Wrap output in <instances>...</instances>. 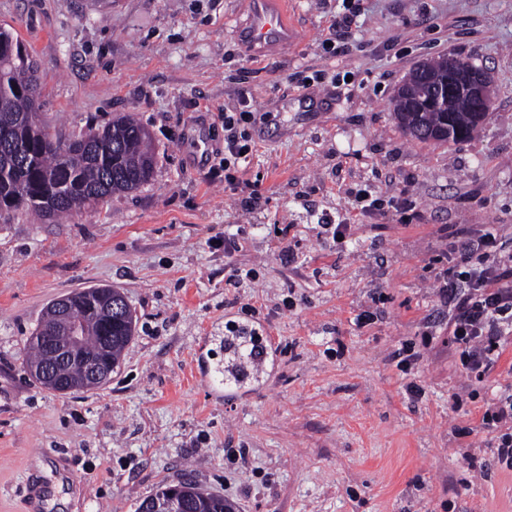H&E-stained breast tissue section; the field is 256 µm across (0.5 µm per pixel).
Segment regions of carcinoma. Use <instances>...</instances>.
<instances>
[{"mask_svg":"<svg viewBox=\"0 0 512 512\" xmlns=\"http://www.w3.org/2000/svg\"><path fill=\"white\" fill-rule=\"evenodd\" d=\"M40 77L26 46L14 34L0 28V212H27L50 221L79 212L107 197L131 191L146 182L156 163L149 132L128 116H121L101 130L62 141L52 135L36 104ZM403 131L412 124L423 129L448 127L452 141L469 138L476 130L474 113L463 98L448 108L430 105L424 112H397ZM100 307L112 302V330L101 312L89 311L81 292L65 317L46 311L37 331L57 342L73 332L81 336L80 351L89 360H107L112 370L134 336L133 315L119 305L116 289L91 288ZM177 501L169 497L171 486L144 499L136 512H236L234 503L190 481L177 483Z\"/></svg>","mask_w":512,"mask_h":512,"instance_id":"obj_1","label":"carcinoma"}]
</instances>
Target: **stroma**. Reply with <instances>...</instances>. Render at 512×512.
I'll list each match as a JSON object with an SVG mask.
<instances>
[{"label":"stroma","mask_w":512,"mask_h":512,"mask_svg":"<svg viewBox=\"0 0 512 512\" xmlns=\"http://www.w3.org/2000/svg\"><path fill=\"white\" fill-rule=\"evenodd\" d=\"M293 3L296 41L254 55L231 34L240 0H0L51 132L130 113L156 152L147 182L95 208L0 216V512H29L32 482L41 512H135L180 480L239 512H512L481 421L512 394V347L469 381L440 294L465 239L512 240V0ZM446 54L487 71L491 114L467 140L421 143L392 98ZM243 108L254 151L235 183L208 178ZM95 287L135 312L122 364L97 389L48 390L30 339L56 299ZM231 322L268 359L228 396L194 373L238 362Z\"/></svg>","instance_id":"35a3bbf8"}]
</instances>
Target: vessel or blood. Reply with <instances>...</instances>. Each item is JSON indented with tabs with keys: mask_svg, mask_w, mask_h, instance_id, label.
Segmentation results:
<instances>
[{
	"mask_svg": "<svg viewBox=\"0 0 512 512\" xmlns=\"http://www.w3.org/2000/svg\"><path fill=\"white\" fill-rule=\"evenodd\" d=\"M246 17L234 28L238 40L255 53L285 49L296 39L288 23V0H244Z\"/></svg>",
	"mask_w": 512,
	"mask_h": 512,
	"instance_id": "obj_1",
	"label": "vessel or blood"
}]
</instances>
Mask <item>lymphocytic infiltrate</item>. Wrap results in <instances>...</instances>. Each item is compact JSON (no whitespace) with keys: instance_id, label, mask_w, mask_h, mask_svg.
<instances>
[{"instance_id":"1","label":"lymphocytic infiltrate","mask_w":512,"mask_h":512,"mask_svg":"<svg viewBox=\"0 0 512 512\" xmlns=\"http://www.w3.org/2000/svg\"><path fill=\"white\" fill-rule=\"evenodd\" d=\"M250 111L224 115L225 182L231 169L254 150L251 138L240 132ZM469 268L449 271L444 296L448 303V343L466 376L483 382L506 345L512 343V247L499 244L495 234L466 244ZM482 422L496 429L494 448L499 462L512 467V395L485 410Z\"/></svg>"}]
</instances>
